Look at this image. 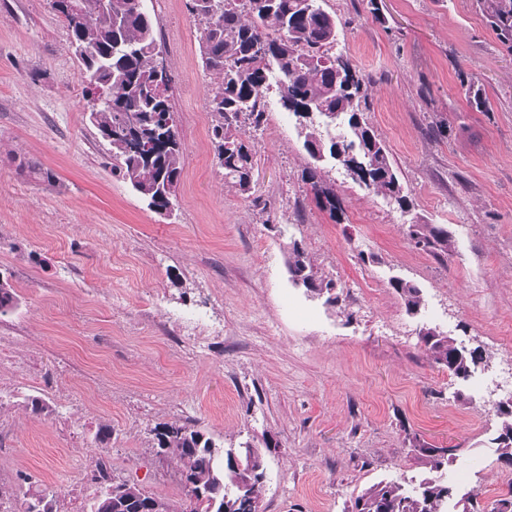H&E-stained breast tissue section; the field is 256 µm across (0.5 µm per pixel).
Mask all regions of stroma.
Instances as JSON below:
<instances>
[{"mask_svg": "<svg viewBox=\"0 0 512 512\" xmlns=\"http://www.w3.org/2000/svg\"><path fill=\"white\" fill-rule=\"evenodd\" d=\"M186 4L142 0L185 148L165 219L113 173L51 0H0V276L19 299L0 315V512L44 488L56 512H90L103 451L115 477L183 502L175 464L153 446L155 425L175 419L262 449L265 512H349L374 482L420 477L415 436L455 449L448 479L461 491L505 493L512 468L498 459L491 400L512 375V53L476 0H380L377 18L366 0H322L338 29L329 53L369 79L363 119L409 210L332 159L312 162L274 88L244 194L217 164L216 77ZM465 81L488 109L469 104ZM23 158L57 185L21 174ZM313 166L336 187L338 218L310 190ZM412 221L448 228L447 263L410 243ZM293 242L336 280L338 303L293 282ZM394 277L421 288L419 315ZM425 327L481 347L486 369L449 377L419 343ZM35 398L46 411H32ZM73 471L79 483L62 481Z\"/></svg>", "mask_w": 512, "mask_h": 512, "instance_id": "35a3bbf8", "label": "stroma"}]
</instances>
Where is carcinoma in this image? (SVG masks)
I'll return each mask as SVG.
<instances>
[{"instance_id": "obj_1", "label": "carcinoma", "mask_w": 512, "mask_h": 512, "mask_svg": "<svg viewBox=\"0 0 512 512\" xmlns=\"http://www.w3.org/2000/svg\"><path fill=\"white\" fill-rule=\"evenodd\" d=\"M53 0L71 44L84 47L79 55L80 78H88L85 97L98 91L112 93V104L90 113L91 124L109 145L112 171L129 184L146 207L164 208L173 200L183 171L184 147L171 105L170 82L157 79L154 65L160 45L150 16L141 0H110L111 15L95 13V0ZM202 28L199 55L203 68L218 75L209 89L211 138L224 178L247 194L254 178L252 133L261 128L269 68L277 74L282 107L304 130V148L311 158L324 153L351 178L400 209L406 196L385 144L363 120L368 87L352 61L328 57L323 47L336 42V21L319 0H190ZM499 41L512 52V0H476ZM264 54H259V51ZM332 115V124L324 116ZM19 167L28 176L49 185L52 170L27 159ZM312 189L323 207L336 215L335 193L320 185L317 171H309ZM407 236L414 247L440 263L448 261L451 237L438 224H410ZM288 272L306 290L330 296L334 280L314 268L296 242L288 247ZM389 285L401 298L405 311L416 315L423 306L421 289L393 278ZM14 288L0 280V315L17 306ZM419 342L431 362L448 376L466 381L484 362L478 349L461 350L453 337L435 328L419 331ZM500 419L498 459L512 464V403L494 405ZM157 454L174 462L186 492V507L149 493L136 483L112 478L108 457L100 455L91 480L101 486L91 512H117L115 503L128 504L123 512H137L142 500L152 512H210V502L224 504V512H262L263 464L252 446L224 448L195 425L180 420L153 428ZM415 459L426 473L411 484L379 481L361 490L351 512H479L472 492H460L448 481L446 469L454 449L437 448L412 440Z\"/></svg>"}]
</instances>
